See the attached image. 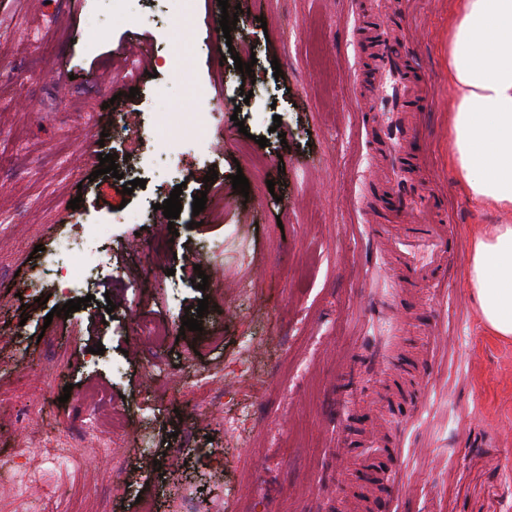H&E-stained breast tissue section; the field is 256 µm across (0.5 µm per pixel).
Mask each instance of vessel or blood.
I'll list each match as a JSON object with an SVG mask.
<instances>
[{"label":"vessel or blood","mask_w":512,"mask_h":512,"mask_svg":"<svg viewBox=\"0 0 512 512\" xmlns=\"http://www.w3.org/2000/svg\"><path fill=\"white\" fill-rule=\"evenodd\" d=\"M374 74V95L365 114L386 147L389 192L388 205L375 216L369 235L379 253L395 255L401 270L400 278L389 279L375 301L378 313L389 320L403 283L421 284L431 296L447 290L448 263L455 250L440 201L426 192L417 175L421 162L406 149L407 143L420 136L419 124L409 115L423 108L426 96L418 90L419 73L410 62L405 42L393 38L391 28L380 31ZM416 213L423 214V222L411 223ZM401 343L395 328L373 337L368 347L372 355L369 374L386 369Z\"/></svg>","instance_id":"1"}]
</instances>
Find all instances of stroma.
<instances>
[{
	"label": "stroma",
	"mask_w": 512,
	"mask_h": 512,
	"mask_svg": "<svg viewBox=\"0 0 512 512\" xmlns=\"http://www.w3.org/2000/svg\"><path fill=\"white\" fill-rule=\"evenodd\" d=\"M228 4L238 21L227 36L218 0H0V499L11 492L2 463L21 460L31 432L92 421L96 390L127 428L124 473L90 455L38 466L28 512L65 503L80 482L90 499L107 496L108 512H179L184 496L223 512H378L392 495L398 512H512V341L481 326L465 276L470 239L512 224V212L477 207L448 163L455 0L402 6L429 87L411 151L448 209L451 287L437 301L403 290L406 343L368 381L361 339L376 333L369 295L384 272L365 225L386 196L384 150L367 140L358 103L382 17L368 0ZM238 59L253 65L248 99ZM191 125L210 132L187 139ZM103 154L119 177L99 174ZM239 171L245 195L232 187ZM137 178L145 187L125 194ZM178 185L171 221L156 205ZM202 192L223 198L221 217L193 213ZM77 234L100 264L63 290L32 253ZM83 297L80 311L51 316ZM202 299L201 330L180 334ZM149 325L160 338L143 335ZM434 334L447 347L429 351ZM245 347L244 391L209 401L224 387L210 373ZM417 387L418 423L394 431L391 413ZM344 400L346 431L383 447L399 439L401 456L383 466L408 472L409 490L341 447ZM186 442V464L171 468L169 451Z\"/></svg>",
	"instance_id": "stroma-1"
}]
</instances>
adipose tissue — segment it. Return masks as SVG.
<instances>
[{"mask_svg":"<svg viewBox=\"0 0 512 512\" xmlns=\"http://www.w3.org/2000/svg\"><path fill=\"white\" fill-rule=\"evenodd\" d=\"M456 109L449 163L476 205L512 210V0H456L448 45ZM467 278L485 329L512 340V224L473 239Z\"/></svg>","mask_w":512,"mask_h":512,"instance_id":"1","label":"adipose tissue"}]
</instances>
